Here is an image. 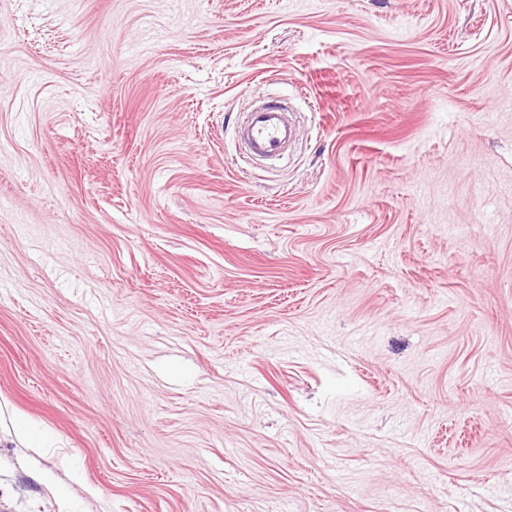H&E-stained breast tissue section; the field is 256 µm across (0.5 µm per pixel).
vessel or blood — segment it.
Here are the masks:
<instances>
[{
  "instance_id": "vessel-or-blood-1",
  "label": "vessel or blood",
  "mask_w": 512,
  "mask_h": 512,
  "mask_svg": "<svg viewBox=\"0 0 512 512\" xmlns=\"http://www.w3.org/2000/svg\"><path fill=\"white\" fill-rule=\"evenodd\" d=\"M240 137L250 158H272L283 154L296 137V128L282 109L263 106L245 115Z\"/></svg>"
}]
</instances>
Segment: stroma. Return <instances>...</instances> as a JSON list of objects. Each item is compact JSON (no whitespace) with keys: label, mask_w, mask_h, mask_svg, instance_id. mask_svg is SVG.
Returning a JSON list of instances; mask_svg holds the SVG:
<instances>
[{"label":"stroma","mask_w":512,"mask_h":512,"mask_svg":"<svg viewBox=\"0 0 512 512\" xmlns=\"http://www.w3.org/2000/svg\"><path fill=\"white\" fill-rule=\"evenodd\" d=\"M0 512H512V0H0ZM283 112L284 108L262 106L245 115L240 137L251 159L278 157L295 139L296 128Z\"/></svg>","instance_id":"stroma-1"}]
</instances>
